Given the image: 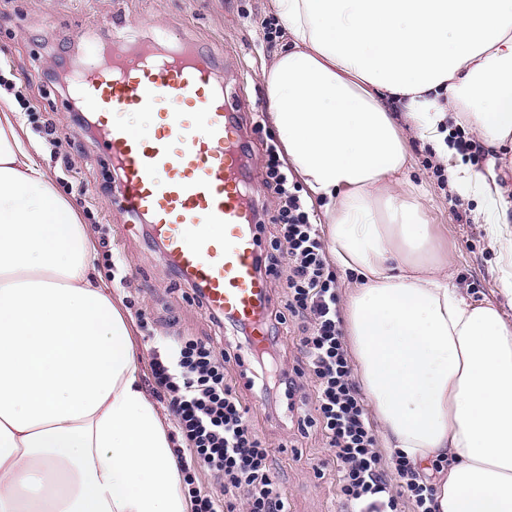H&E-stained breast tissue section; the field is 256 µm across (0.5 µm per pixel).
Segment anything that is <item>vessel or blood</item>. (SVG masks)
<instances>
[{
    "instance_id": "vessel-or-blood-1",
    "label": "vessel or blood",
    "mask_w": 512,
    "mask_h": 512,
    "mask_svg": "<svg viewBox=\"0 0 512 512\" xmlns=\"http://www.w3.org/2000/svg\"><path fill=\"white\" fill-rule=\"evenodd\" d=\"M74 90L121 172L122 209L148 220L210 311L257 328L268 291L245 194L242 128L224 109V87L208 54L166 36L131 55L118 40L111 58L85 65ZM141 113L154 116L149 129L128 122Z\"/></svg>"
}]
</instances>
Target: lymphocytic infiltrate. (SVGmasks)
Returning a JSON list of instances; mask_svg holds the SVG:
<instances>
[{"mask_svg":"<svg viewBox=\"0 0 512 512\" xmlns=\"http://www.w3.org/2000/svg\"><path fill=\"white\" fill-rule=\"evenodd\" d=\"M266 185L279 199L276 234L258 265L266 276L284 277L286 294L268 310L271 334L294 325L303 360L272 381L287 399L314 385V412L301 427H318L339 474V492L350 512H399L408 495L414 512H435V489L401 453L386 458L378 445L341 328L337 275L307 201L276 146L266 149ZM247 387L264 383V368L240 339L224 349L211 342L177 340L155 354L152 377L185 443L176 455L194 512H287L281 484L271 473V448L259 436L230 367ZM213 479L214 491L195 488L197 471Z\"/></svg>","mask_w":512,"mask_h":512,"instance_id":"f902f5d3","label":"lymphocytic infiltrate"}]
</instances>
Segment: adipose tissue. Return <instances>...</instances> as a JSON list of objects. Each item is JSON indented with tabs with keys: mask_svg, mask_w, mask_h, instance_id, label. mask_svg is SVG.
Listing matches in <instances>:
<instances>
[{
	"mask_svg": "<svg viewBox=\"0 0 512 512\" xmlns=\"http://www.w3.org/2000/svg\"><path fill=\"white\" fill-rule=\"evenodd\" d=\"M286 43L262 71L283 159L322 210L361 383L390 447L442 460L438 512H512V324L427 264L399 120L449 153L466 109L491 153L457 167L512 235L495 154L512 143V0H273ZM35 148L0 114V512H192L171 425L142 385L134 325Z\"/></svg>",
	"mask_w": 512,
	"mask_h": 512,
	"instance_id": "obj_1",
	"label": "adipose tissue"
}]
</instances>
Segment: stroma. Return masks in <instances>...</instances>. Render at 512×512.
Masks as SVG:
<instances>
[{
  "label": "stroma",
  "mask_w": 512,
  "mask_h": 512,
  "mask_svg": "<svg viewBox=\"0 0 512 512\" xmlns=\"http://www.w3.org/2000/svg\"><path fill=\"white\" fill-rule=\"evenodd\" d=\"M272 0H0V111H18L39 160L60 193L79 211L98 242L99 271L113 298L132 320L138 349L151 355L159 337L212 340L223 346L231 326L215 325L207 308L192 299L190 284L172 271L148 223L120 210L109 192L112 162L97 136L74 122L70 98L52 69L70 60L83 64L90 52H104L112 36L130 45L155 29L175 30L219 62L228 102L248 125L247 195L263 224L261 246L275 232L277 199L264 182L265 150L273 144L261 79L278 43L266 39ZM121 27H113V19ZM57 131L48 143L45 124ZM401 134L409 155L408 179L425 193V221L439 240L433 253L450 283L473 300L499 305L512 322V297L503 274L512 272V242L489 236L476 223L477 197L458 194L442 174L460 161L440 159L408 122ZM122 259L124 271L113 267ZM261 438L274 451L273 472L287 497L288 512H346L338 473L317 428H298L300 411L261 401L256 390L241 388Z\"/></svg>",
  "instance_id": "obj_1"
}]
</instances>
